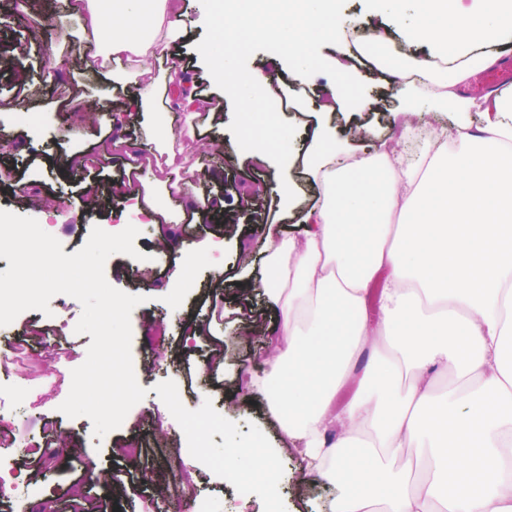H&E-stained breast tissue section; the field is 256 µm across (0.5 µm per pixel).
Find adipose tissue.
<instances>
[{
  "mask_svg": "<svg viewBox=\"0 0 512 512\" xmlns=\"http://www.w3.org/2000/svg\"><path fill=\"white\" fill-rule=\"evenodd\" d=\"M60 3L79 19L80 39L95 45L86 66L108 87L85 111L109 113L118 125L128 113L153 112L162 89L187 112L185 135L194 137L206 101L171 55L180 37L174 0H112L108 14L101 0ZM415 3L417 24L404 38L446 64L427 70L400 61L397 70L422 81V108L452 104L479 112L482 124L474 133L443 130L409 166L400 150L408 124L374 153L350 151L341 164L327 128L317 126L301 156L316 188L303 207L291 171H276L283 208L297 213L303 231L266 232L265 275L256 284L279 308L281 325L269 374L249 376L245 386L264 396L283 448L344 486L332 512H512L503 455L512 446V86L478 100L458 94L472 62H495L487 46L512 27V0ZM213 78L232 84L247 115L275 93L271 77L233 76L226 59ZM130 170L133 179L114 182V193L133 199L146 223H181L184 212L166 200L198 174L174 137L153 133ZM383 269L389 278L374 322L366 300ZM400 362L411 375L406 387L395 373ZM443 372L458 382L440 392ZM353 375L358 391L337 407L336 393ZM390 451L414 458L419 475L387 464ZM224 469L233 479L277 481L272 452L255 445L225 457Z\"/></svg>",
  "mask_w": 512,
  "mask_h": 512,
  "instance_id": "obj_1",
  "label": "adipose tissue"
}]
</instances>
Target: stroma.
<instances>
[{
	"label": "stroma",
	"mask_w": 512,
	"mask_h": 512,
	"mask_svg": "<svg viewBox=\"0 0 512 512\" xmlns=\"http://www.w3.org/2000/svg\"><path fill=\"white\" fill-rule=\"evenodd\" d=\"M179 24L184 38L173 50L202 95L212 101L217 113L204 123L200 138L188 145L189 162L208 173L198 191L223 199L227 213L236 217L229 224L211 223L206 216L188 212L185 222L168 226L165 236L146 227L134 245L140 259L118 254L106 266L107 281L115 288L144 296V303L131 314L133 366L146 396L127 414L120 428L97 438L89 418H70L59 412L70 386H54L50 374H68L80 366L92 341L91 335L75 333L82 312L80 303L59 294L50 301V314L38 310L21 313L11 324L0 328V386L33 384L40 402L24 408L0 410V456L15 452L17 446L39 442L42 450L21 457L19 466L35 494L22 509L0 501V512H70L72 501H80L86 512H147L153 486L166 468L170 455L185 457L191 483L178 502V512H197L207 504L208 512H330L344 493L340 484L309 472L291 452L276 459L279 478L275 486L231 479L221 469L226 452L260 442L277 447L281 434L262 402L240 388L241 379L268 371L272 355L270 333L278 316L264 289L249 292L236 289L243 275L259 279L263 273L258 243L262 229H291L279 203L272 168L255 164L248 153L239 150L228 130L232 119L230 98L212 82L195 46L204 34V10L200 0H180ZM347 32L339 44L323 45L326 60L350 54L351 30L365 28L377 18L387 17L384 0H346L342 10ZM24 43L26 55L11 56L14 44ZM63 52L66 64L51 69L45 64V47ZM93 49L78 37L77 21L53 10L50 0H0V103L16 100L20 88L13 81L15 70L27 72L34 89V104L23 114H10L0 120V157H6L26 185L18 194L13 183H0V208L30 215V202L57 199L50 211L51 233L70 255L86 242L96 224L124 221V203L111 194L114 181L125 177L128 157L113 150L114 139L123 138L146 145L149 123H157L172 133L186 125L184 112L171 100H158L154 116L130 113L125 126L110 127L106 115H96L84 127L71 124V114L82 99L97 98L105 86L84 68L83 59ZM281 92L288 99L282 111L293 123L294 150L305 149L311 132L323 118L318 107V89L328 81L319 73L307 79L296 78L288 67H281ZM361 89L360 100L346 104L334 113L330 134L334 143L372 153L378 139L388 138L395 112H410L412 120L436 139L450 126H466L475 131L478 113L462 114L453 107L439 106L432 112L417 109L420 91L387 71L372 69L367 58L355 59L349 74ZM376 129V136L363 132ZM39 135H31L32 127ZM86 150L91 161L85 168L67 169L71 151ZM107 193L108 199L93 215H83L88 186ZM254 195L251 209L237 204L242 193ZM195 256L189 271L195 287H182L173 273ZM224 302L225 317L216 320L209 305L213 295ZM193 319L204 323L207 335L197 337L194 347L184 344L181 325ZM68 329H60V322ZM165 334L152 338V326ZM191 376L185 396H178L172 380ZM132 437L145 447L138 464H128L117 455L120 444ZM96 464L98 482L85 480L86 464Z\"/></svg>",
	"instance_id": "1"
}]
</instances>
